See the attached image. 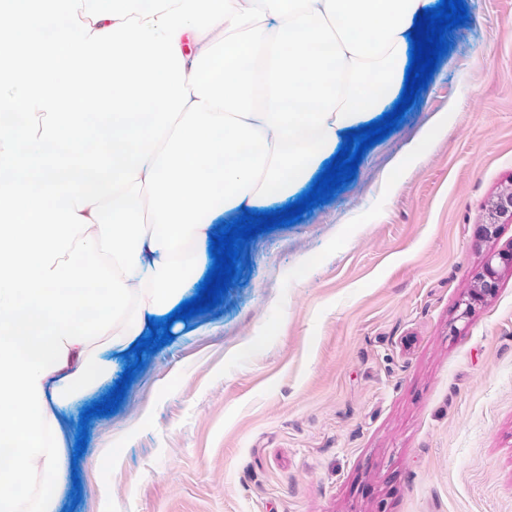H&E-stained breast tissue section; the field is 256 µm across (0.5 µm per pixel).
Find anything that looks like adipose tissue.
Returning a JSON list of instances; mask_svg holds the SVG:
<instances>
[{
    "instance_id": "ef3b65f1",
    "label": "adipose tissue",
    "mask_w": 512,
    "mask_h": 512,
    "mask_svg": "<svg viewBox=\"0 0 512 512\" xmlns=\"http://www.w3.org/2000/svg\"><path fill=\"white\" fill-rule=\"evenodd\" d=\"M431 0H0V512H55L54 406L394 96Z\"/></svg>"
}]
</instances>
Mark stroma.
<instances>
[{"instance_id": "35a3bbf8", "label": "stroma", "mask_w": 512, "mask_h": 512, "mask_svg": "<svg viewBox=\"0 0 512 512\" xmlns=\"http://www.w3.org/2000/svg\"><path fill=\"white\" fill-rule=\"evenodd\" d=\"M464 3L397 130L328 203L249 241L239 283L173 323L83 454L109 384L60 409L79 460L56 512H512V269L457 319L512 242V224L481 233L512 184V0ZM494 259H499V263L503 266H511L512 242L506 246V248L498 250L488 258L483 272L480 273L476 279L477 281L475 288H479V291H475V293L466 299L463 298L458 304V310L460 311L459 315L457 316L458 320L468 319L473 301H475L476 298H479L496 288V267L493 266ZM462 306L464 307L462 308Z\"/></svg>"}]
</instances>
